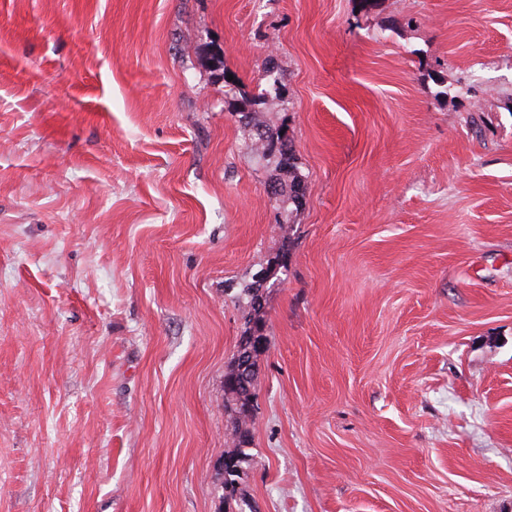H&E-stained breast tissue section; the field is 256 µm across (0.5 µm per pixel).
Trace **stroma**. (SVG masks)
<instances>
[{"label":"stroma","instance_id":"35a3bbf8","mask_svg":"<svg viewBox=\"0 0 512 512\" xmlns=\"http://www.w3.org/2000/svg\"><path fill=\"white\" fill-rule=\"evenodd\" d=\"M0 512H512V0H0ZM279 75V69L274 60L271 58L266 60L263 71L265 87L257 96H254L251 99L245 98L246 106L240 109L237 113L239 116V122L249 126L252 120L251 112H255L252 109L253 106L265 105L270 99H280L282 97L283 84ZM252 127V152L260 160L266 161L267 164H273L276 171L275 177L269 181L278 186V195L274 201L286 200L297 210L306 199L307 177L297 167L293 138L288 134V127L282 126L275 131L258 127L255 124ZM280 132H283V135H280ZM263 139L278 141L280 145L276 149L270 148ZM281 267L282 266L280 265V262L278 260H275L264 272L255 277V280H253V282L247 284L244 288H242L241 298L245 301V304L250 308V310L255 312V314L257 311L260 310L259 308L262 307V304L258 303L259 299L261 298L264 301V280L277 277V274ZM250 444L251 439L248 432L239 429L238 426L236 431L235 447L228 451L226 456L224 455V462L221 466L223 471V485L221 487L226 493V499L233 498L238 480L242 479V475L244 473L241 471V463L249 456L247 451L250 449L248 448Z\"/></svg>","mask_w":512,"mask_h":512}]
</instances>
